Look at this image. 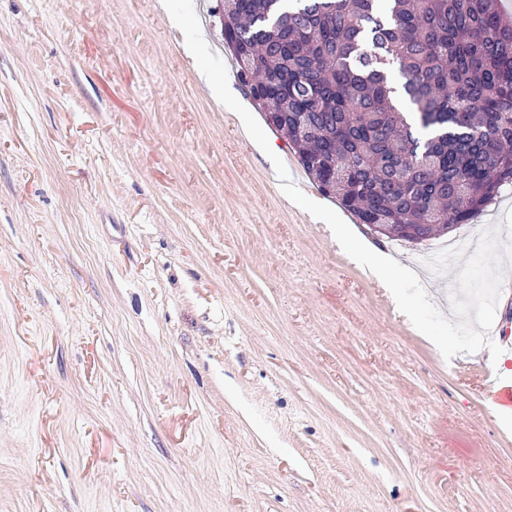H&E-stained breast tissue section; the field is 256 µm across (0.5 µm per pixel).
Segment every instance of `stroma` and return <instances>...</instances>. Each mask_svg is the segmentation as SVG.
Here are the masks:
<instances>
[{
  "mask_svg": "<svg viewBox=\"0 0 512 512\" xmlns=\"http://www.w3.org/2000/svg\"><path fill=\"white\" fill-rule=\"evenodd\" d=\"M266 134L162 0H0V512H512L493 364L444 359L272 156L447 317L464 256L375 235ZM489 228L512 184L447 239Z\"/></svg>",
  "mask_w": 512,
  "mask_h": 512,
  "instance_id": "1",
  "label": "stroma"
}]
</instances>
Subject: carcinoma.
Masks as SVG:
<instances>
[{"label": "carcinoma", "mask_w": 512, "mask_h": 512, "mask_svg": "<svg viewBox=\"0 0 512 512\" xmlns=\"http://www.w3.org/2000/svg\"><path fill=\"white\" fill-rule=\"evenodd\" d=\"M219 12L266 121L359 223L468 224L512 182V18L492 0H224Z\"/></svg>", "instance_id": "obj_1"}]
</instances>
